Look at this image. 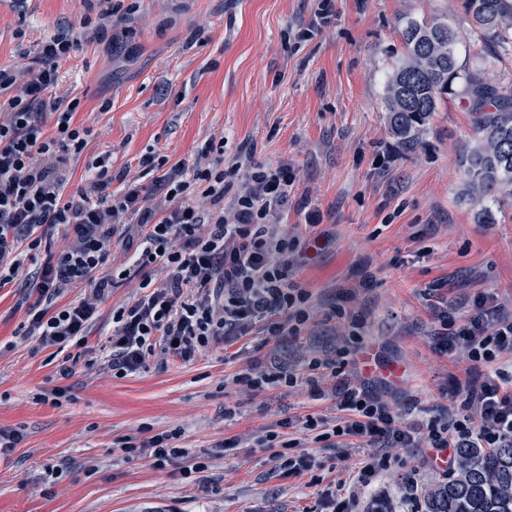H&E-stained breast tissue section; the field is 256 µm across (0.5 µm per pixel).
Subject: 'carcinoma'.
<instances>
[{
  "label": "carcinoma",
  "mask_w": 512,
  "mask_h": 512,
  "mask_svg": "<svg viewBox=\"0 0 512 512\" xmlns=\"http://www.w3.org/2000/svg\"><path fill=\"white\" fill-rule=\"evenodd\" d=\"M478 41L512 52V0H461ZM406 59L390 75L392 132L411 139L438 110L442 95L464 80L478 134L466 157L472 193L512 201V94L457 66V32L446 19L410 21L402 32ZM426 512H512V445L461 448L457 472L427 492Z\"/></svg>",
  "instance_id": "cac0c4a2"
}]
</instances>
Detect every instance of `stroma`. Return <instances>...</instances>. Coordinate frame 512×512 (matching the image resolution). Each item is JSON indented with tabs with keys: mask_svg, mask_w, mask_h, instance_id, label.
<instances>
[{
	"mask_svg": "<svg viewBox=\"0 0 512 512\" xmlns=\"http://www.w3.org/2000/svg\"><path fill=\"white\" fill-rule=\"evenodd\" d=\"M335 4V20L304 39L314 0H137L131 15L124 0H0V66L32 62L55 34L79 38L56 87L79 99L74 122L89 130L83 151L68 159L67 193L84 186L88 164L106 152L116 191L155 189L158 172L139 165L147 151L190 169L211 140L223 141L228 160L248 153L293 166L283 222L305 242L291 264L311 315L299 336L257 325L191 359L159 352L114 376L112 312L159 268L129 273V254L114 248L105 270L117 280L86 345H41L27 333L26 298L65 242L64 229H54L48 248L31 252L0 288V430L20 436L0 455V512H326L329 484L355 493V512H423V500L407 498L406 479L444 481L417 449L391 448L374 483L355 489L365 449L341 456L302 429L306 416L339 415L333 400L311 397L306 361L325 358L350 375L343 351L367 343L373 389L403 426L457 410L470 376L512 372V353L481 367L438 348L439 300L462 319L475 296L490 293L512 317V204L468 194L464 152L476 134L463 84L444 95L413 144L393 135L385 111L408 21L448 19L460 35L462 71L511 93L512 56L485 67L461 0ZM85 18L102 23L104 38H82ZM310 211L321 216L313 228ZM340 305L359 314L360 332L334 316ZM274 363L293 369L297 383L256 389L244 380ZM271 430L298 442L312 472L280 470L262 442ZM161 433L188 449L184 466L200 462L203 471L186 478L124 453L126 440Z\"/></svg>",
	"mask_w": 512,
	"mask_h": 512,
	"instance_id": "35a3bbf8",
	"label": "stroma"
}]
</instances>
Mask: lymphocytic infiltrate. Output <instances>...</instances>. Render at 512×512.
Wrapping results in <instances>:
<instances>
[{"label":"lymphocytic infiltrate","instance_id":"f902f5d3","mask_svg":"<svg viewBox=\"0 0 512 512\" xmlns=\"http://www.w3.org/2000/svg\"><path fill=\"white\" fill-rule=\"evenodd\" d=\"M76 43L62 35L45 42L37 66L0 68V287L13 281L25 252L39 249L49 229L64 227L67 247L49 259L34 288L45 306L29 309V332L41 344L84 346L90 321L109 294L113 278L105 274L113 243L132 251L134 265H160V282L144 279V293L112 313L109 367L124 376L160 351L185 358L221 340L227 343L264 323L268 335L297 336L308 327L309 293L297 280L290 258L301 246L282 222L288 189L295 181L290 163L265 165L252 156H236L228 171L210 167L186 170L147 153V169L162 170L158 193L132 185L112 193V170L102 156L87 169L86 184L66 195L68 153H80L88 131L75 125L80 102L53 96L61 66ZM241 178L232 187L227 175ZM210 205L190 202L196 186ZM88 286L78 303L53 307L65 289ZM464 323L442 312L448 331L443 348L466 352L469 361L490 364L512 351V319L501 314L493 296L473 300ZM326 363L308 360L310 394L333 398L336 422L307 416L303 427L316 442L345 452L358 437L369 454L357 473L370 486L385 469L389 448H420L426 459L442 454L453 472L463 448L512 444V377L471 378L460 412L430 418L419 427H398L389 403L370 391L368 379L342 378L324 390L315 373Z\"/></svg>","mask_w":512,"mask_h":512}]
</instances>
